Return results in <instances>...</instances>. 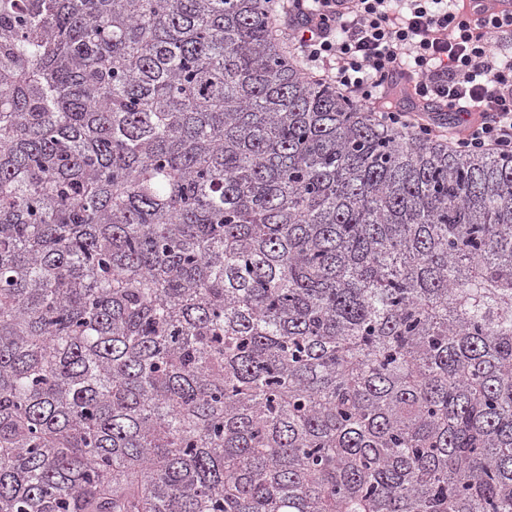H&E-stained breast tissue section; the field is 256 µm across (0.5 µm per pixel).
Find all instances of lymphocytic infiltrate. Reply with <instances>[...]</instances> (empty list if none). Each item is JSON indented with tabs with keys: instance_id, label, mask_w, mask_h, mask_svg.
I'll return each mask as SVG.
<instances>
[{
	"instance_id": "obj_1",
	"label": "lymphocytic infiltrate",
	"mask_w": 512,
	"mask_h": 512,
	"mask_svg": "<svg viewBox=\"0 0 512 512\" xmlns=\"http://www.w3.org/2000/svg\"><path fill=\"white\" fill-rule=\"evenodd\" d=\"M282 32L306 67L379 123L444 138L467 153L512 155V13L480 17L473 0H278ZM458 108L449 125L398 98Z\"/></svg>"
}]
</instances>
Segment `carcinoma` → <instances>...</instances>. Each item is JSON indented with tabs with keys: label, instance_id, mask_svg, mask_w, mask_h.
<instances>
[{
	"label": "carcinoma",
	"instance_id": "1",
	"mask_svg": "<svg viewBox=\"0 0 512 512\" xmlns=\"http://www.w3.org/2000/svg\"><path fill=\"white\" fill-rule=\"evenodd\" d=\"M0 512H512V157L270 0H0Z\"/></svg>",
	"mask_w": 512,
	"mask_h": 512
}]
</instances>
